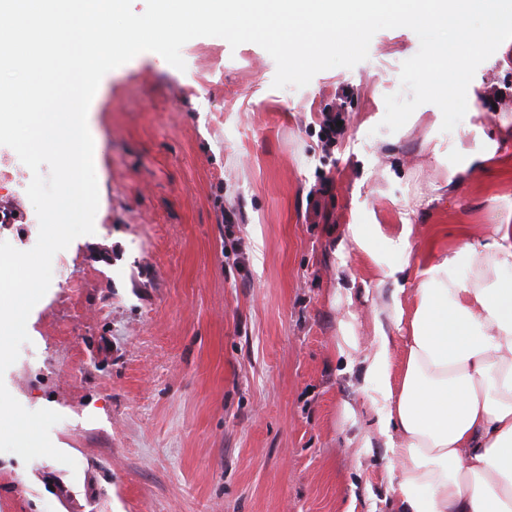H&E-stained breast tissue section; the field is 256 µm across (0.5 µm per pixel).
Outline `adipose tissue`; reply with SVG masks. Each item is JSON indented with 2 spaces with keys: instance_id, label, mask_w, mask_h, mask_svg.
I'll return each instance as SVG.
<instances>
[{
  "instance_id": "ef3b65f1",
  "label": "adipose tissue",
  "mask_w": 512,
  "mask_h": 512,
  "mask_svg": "<svg viewBox=\"0 0 512 512\" xmlns=\"http://www.w3.org/2000/svg\"><path fill=\"white\" fill-rule=\"evenodd\" d=\"M512 142V116L496 137L482 127L448 148V187L486 171ZM410 225L387 236L381 225L352 224L349 241L368 253L410 248ZM464 276H456V269ZM512 211L485 242H465L422 272L409 305L387 310L407 323L401 376L390 383L391 338L379 331L369 374L384 380L378 420L400 512H512Z\"/></svg>"
}]
</instances>
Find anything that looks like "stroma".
Listing matches in <instances>:
<instances>
[{"label": "stroma", "mask_w": 512, "mask_h": 512, "mask_svg": "<svg viewBox=\"0 0 512 512\" xmlns=\"http://www.w3.org/2000/svg\"><path fill=\"white\" fill-rule=\"evenodd\" d=\"M418 49L382 29L356 66L276 89L259 45L197 37L185 70L143 52L103 77L95 232L62 250L0 376L24 408L61 414L50 438L75 464L0 453V512H396L383 384L364 375L381 324L400 371L385 306L512 210V143L412 208L447 180L453 139L430 103L381 125ZM467 97L487 124L512 113V64L491 55ZM370 215L412 224L407 258L350 243Z\"/></svg>", "instance_id": "35a3bbf8"}]
</instances>
